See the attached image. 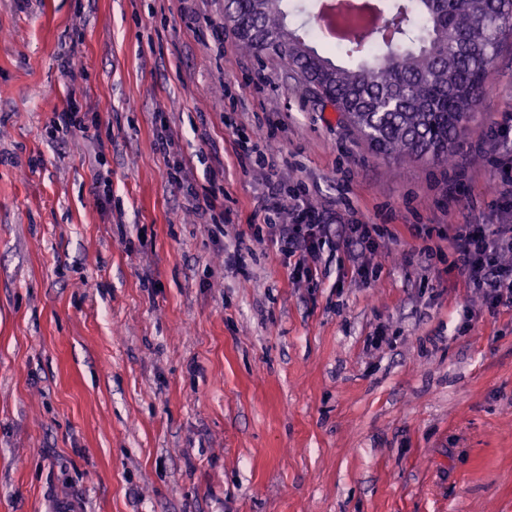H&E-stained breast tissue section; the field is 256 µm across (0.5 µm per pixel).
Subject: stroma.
Segmentation results:
<instances>
[{
    "label": "stroma",
    "instance_id": "1",
    "mask_svg": "<svg viewBox=\"0 0 512 512\" xmlns=\"http://www.w3.org/2000/svg\"><path fill=\"white\" fill-rule=\"evenodd\" d=\"M192 7L189 28L179 0H0V512H512V307L408 230L512 224V39L453 165L398 163L244 53L224 0ZM68 108L107 200L92 144L51 131ZM266 121L287 193L334 215L313 281L235 151ZM355 219L402 227L371 283Z\"/></svg>",
    "mask_w": 512,
    "mask_h": 512
}]
</instances>
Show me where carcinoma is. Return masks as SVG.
Wrapping results in <instances>:
<instances>
[{"mask_svg": "<svg viewBox=\"0 0 512 512\" xmlns=\"http://www.w3.org/2000/svg\"><path fill=\"white\" fill-rule=\"evenodd\" d=\"M285 0H225L240 46L277 57L330 103L372 151L396 161L450 164L502 40L512 36V0H384L391 27L336 48L335 64L288 25Z\"/></svg>", "mask_w": 512, "mask_h": 512, "instance_id": "carcinoma-1", "label": "carcinoma"}]
</instances>
